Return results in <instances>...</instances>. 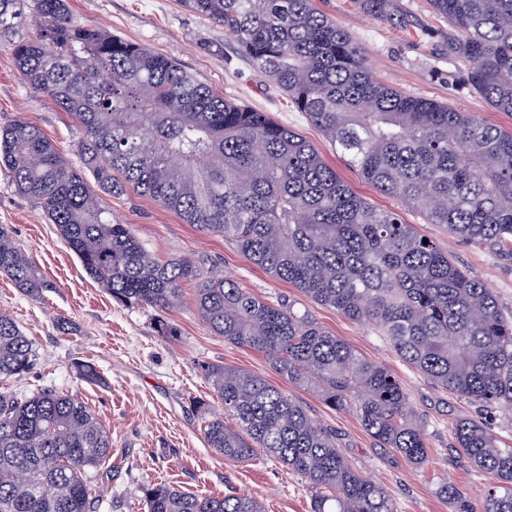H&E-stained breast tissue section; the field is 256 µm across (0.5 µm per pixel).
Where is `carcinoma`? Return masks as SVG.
Returning <instances> with one entry per match:
<instances>
[{
	"instance_id": "cac0c4a2",
	"label": "carcinoma",
	"mask_w": 512,
	"mask_h": 512,
	"mask_svg": "<svg viewBox=\"0 0 512 512\" xmlns=\"http://www.w3.org/2000/svg\"><path fill=\"white\" fill-rule=\"evenodd\" d=\"M233 34L244 55L379 190L420 210L448 235L512 268V133L445 103L377 81L346 29L313 0H177ZM364 15L408 29L399 0H355ZM450 29L438 48L468 65V86L512 112V0H430ZM28 22L29 38L13 33ZM0 40L26 85L83 130L75 168L34 124L0 127V168L36 203L87 275L116 302L171 309L195 280L208 329L257 351L281 376L337 410H352L382 448L428 462L426 433L399 379L326 331L307 311L272 304L186 257L160 261L103 196L133 190L252 264L355 322L376 326L397 355L462 399L512 408V320L484 283L394 211L358 196L294 129L215 93L173 58L76 25L68 0H0ZM0 273L39 299L41 270L0 226ZM35 350L0 313V379L30 370ZM203 372L224 412L194 402L208 447L234 462L259 452L300 475L311 512H397L336 436L265 378L222 363ZM467 462L492 474L474 510L448 479L457 512H512V448L483 423L453 427ZM112 438L79 400L54 389L0 392V512H97L86 472ZM145 512H264L257 498L142 489Z\"/></svg>"
}]
</instances>
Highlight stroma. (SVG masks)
Masks as SVG:
<instances>
[{
  "label": "stroma",
  "instance_id": "stroma-1",
  "mask_svg": "<svg viewBox=\"0 0 512 512\" xmlns=\"http://www.w3.org/2000/svg\"><path fill=\"white\" fill-rule=\"evenodd\" d=\"M401 3L424 21V29L404 31L366 18L353 0H314L320 11L348 30L381 82L511 129L512 113L494 109L473 92L466 83L465 66L436 50L438 36L448 31V20L433 14L429 0ZM70 5L76 24L109 31L173 57L225 99L267 113L296 130L355 193L376 208L398 212L405 223L451 253L498 297L504 314L512 316V269L492 252L449 238L442 225L427 223L419 211L366 182L319 129L290 110L285 96L240 54L235 39L222 27L180 8L175 0H70ZM17 119L37 125L74 166H81L82 131L77 122L47 96L32 93L8 49L0 46V125ZM106 203L114 218L133 226L155 258L187 257L204 274L232 279L261 299L291 302L364 357L391 369L426 426L430 458L416 467L380 448L355 413L328 407L313 392L279 375L262 354L213 335L190 301L194 283H184L186 301L166 314L178 336L158 335L156 311L113 300L86 274L55 225L0 171V225L12 230L18 246L50 283L34 300L0 274V312L13 318L36 352L29 373L0 380V390L22 397L53 388L78 398L95 414L112 436L109 459L86 474L93 496L99 499V512H144L142 489L156 483L210 496L230 491L247 494L260 500L265 512H310L311 492L304 479L269 455L261 452L250 461L234 463L208 447L204 422L190 401L201 398L219 406L201 370L202 365L218 361L264 377L302 404L315 421L333 429L345 455L387 489L397 512H455L454 504L438 493L444 478L473 507H480L493 480L459 457L453 425L463 416L481 420L502 443L512 445V410L485 408L436 387L407 365L373 326L315 303L250 263L222 235L199 231L152 199L130 191L109 197ZM81 364L96 370L95 381L79 376Z\"/></svg>",
  "mask_w": 512,
  "mask_h": 512
}]
</instances>
